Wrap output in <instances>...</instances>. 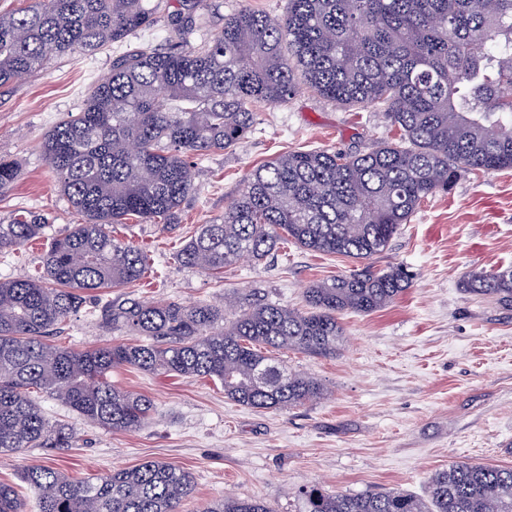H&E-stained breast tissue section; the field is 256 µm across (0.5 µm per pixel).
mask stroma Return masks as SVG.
I'll return each instance as SVG.
<instances>
[{
  "mask_svg": "<svg viewBox=\"0 0 512 512\" xmlns=\"http://www.w3.org/2000/svg\"><path fill=\"white\" fill-rule=\"evenodd\" d=\"M244 7L278 15L285 0H210L202 32L217 31L226 14ZM111 70L106 50L89 59L49 61L24 81L0 87V156L21 169L12 189L0 195V221L22 210L46 222L44 237L0 254V279L35 274L49 239L76 223L39 144ZM398 136L387 113L338 105L303 86L285 104L260 107L255 131L199 160L197 189L175 223L115 225L116 237L148 250L153 270L126 287L102 290L99 299L218 305L254 293L305 309V289L350 273L351 259L289 243L261 263L229 266L217 279L183 266L175 253L199 225L223 217L244 177L276 156L363 152ZM371 264L406 267L413 275L409 288L377 312L341 315L345 336L335 356L287 355L290 368L322 383L320 399L259 412L228 400L207 378L116 368L112 382L154 403L138 430L91 426L40 397L47 417L72 429L73 445L0 458V482L19 486L22 471L39 465L81 480L159 459L194 478L183 512H206L227 497L259 498L275 512H298L296 491L305 485L353 494L401 489L424 498L431 474L451 463L512 466V304L460 286L473 271L512 266V170L462 174L425 199ZM61 338L89 349L131 336L81 315L63 323Z\"/></svg>",
  "mask_w": 512,
  "mask_h": 512,
  "instance_id": "35a3bbf8",
  "label": "stroma"
}]
</instances>
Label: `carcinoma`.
<instances>
[{"label": "carcinoma", "mask_w": 512, "mask_h": 512, "mask_svg": "<svg viewBox=\"0 0 512 512\" xmlns=\"http://www.w3.org/2000/svg\"><path fill=\"white\" fill-rule=\"evenodd\" d=\"M166 0H32L0 12V87L53 59L120 48L156 25ZM202 15H171L173 39L112 60V72L82 107L44 134L40 149L78 223L51 239L38 276L0 280V456L24 448H70L73 432L52 423L44 394L93 426L133 431L151 400L109 380L115 367L211 378L229 400L287 410L323 395L322 384L278 354L329 357L343 340L338 315L393 303L412 277L401 265L317 281L302 312L239 298L224 307L93 292L142 279L140 247L112 235L129 216L172 224L196 189L197 160L237 145L255 107L287 102L303 79L320 96L389 115L396 143L364 154L328 150L279 156L249 174L224 212L180 247L184 266L224 274L241 254L264 260L292 242L357 262L389 245L429 195L471 171L512 169V0H287L277 17L241 9L224 27L191 40ZM20 176L0 157V194ZM31 214L0 222V253L43 235ZM461 287L512 302V267L469 274ZM107 330L147 338L77 349L50 340L83 307ZM21 480L38 512H180L191 473L145 460L80 482L57 467H30ZM303 512H512V467L457 462L435 472L429 499L401 490L341 494L298 491ZM0 483V512H24ZM206 512H274L262 501L224 499Z\"/></svg>", "instance_id": "carcinoma-1"}]
</instances>
